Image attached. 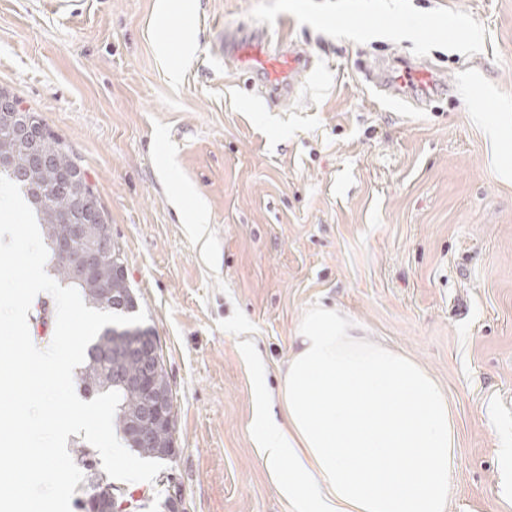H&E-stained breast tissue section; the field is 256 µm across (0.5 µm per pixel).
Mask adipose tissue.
<instances>
[{"label": "adipose tissue", "mask_w": 512, "mask_h": 512, "mask_svg": "<svg viewBox=\"0 0 512 512\" xmlns=\"http://www.w3.org/2000/svg\"><path fill=\"white\" fill-rule=\"evenodd\" d=\"M277 396L252 382L255 445L292 512H446L451 400L407 354L339 311H309Z\"/></svg>", "instance_id": "obj_1"}]
</instances>
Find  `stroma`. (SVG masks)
Returning <instances> with one entry per match:
<instances>
[{
	"instance_id": "1",
	"label": "stroma",
	"mask_w": 512,
	"mask_h": 512,
	"mask_svg": "<svg viewBox=\"0 0 512 512\" xmlns=\"http://www.w3.org/2000/svg\"><path fill=\"white\" fill-rule=\"evenodd\" d=\"M158 3L0 0V89L76 157L160 338L179 512H290L253 443L251 381L277 391L320 305L449 394L447 512H512V0H177L195 50L168 65ZM228 33L310 57L297 96L257 93ZM186 185L197 232L173 206Z\"/></svg>"
}]
</instances>
